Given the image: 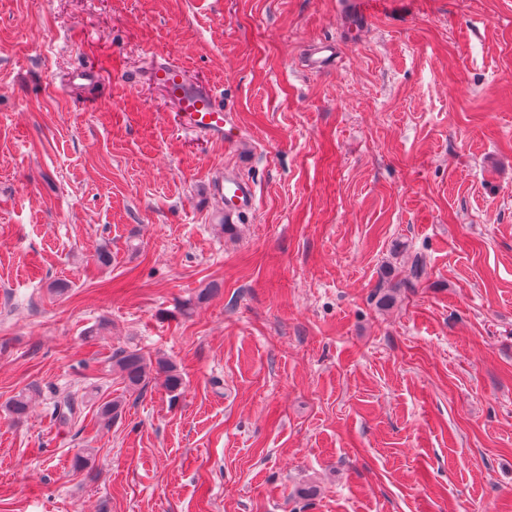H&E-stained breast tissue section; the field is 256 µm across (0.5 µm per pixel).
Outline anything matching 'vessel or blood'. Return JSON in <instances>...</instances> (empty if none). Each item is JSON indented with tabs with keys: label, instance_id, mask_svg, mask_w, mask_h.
Here are the masks:
<instances>
[{
	"label": "vessel or blood",
	"instance_id": "1",
	"mask_svg": "<svg viewBox=\"0 0 512 512\" xmlns=\"http://www.w3.org/2000/svg\"><path fill=\"white\" fill-rule=\"evenodd\" d=\"M151 77L176 104L182 130L203 133L216 141H223L231 116L221 103L216 88L191 84L183 68L169 60L156 62ZM213 189L224 200L225 218L245 213L255 206L256 197L252 187L234 174H225L224 178L214 183Z\"/></svg>",
	"mask_w": 512,
	"mask_h": 512
}]
</instances>
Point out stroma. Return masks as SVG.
Wrapping results in <instances>:
<instances>
[{"mask_svg": "<svg viewBox=\"0 0 512 512\" xmlns=\"http://www.w3.org/2000/svg\"><path fill=\"white\" fill-rule=\"evenodd\" d=\"M0 512H512V0H0ZM151 77L178 108L179 127L191 133H204L225 142V126L230 112L224 109L215 87H202L188 82L183 68L173 61H156ZM213 190L224 198V218L231 219L233 215L245 213L254 208L256 203L252 187L232 173L224 174V178L217 180ZM124 383L128 388H138L146 378L156 371L165 375L166 388L170 393H177L183 386V377L177 367L165 359H157L155 366L150 359L134 351H124L116 360Z\"/></svg>", "mask_w": 512, "mask_h": 512, "instance_id": "1", "label": "stroma"}]
</instances>
